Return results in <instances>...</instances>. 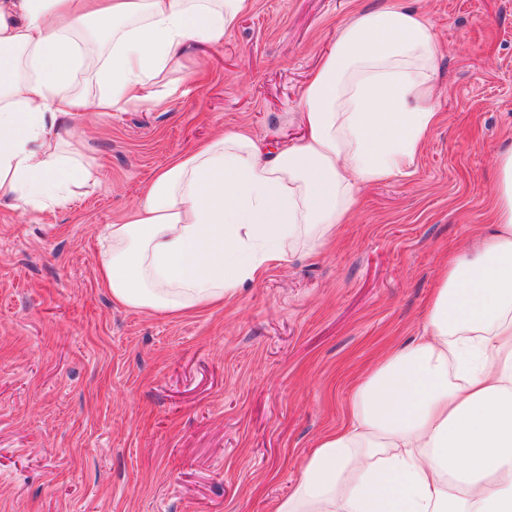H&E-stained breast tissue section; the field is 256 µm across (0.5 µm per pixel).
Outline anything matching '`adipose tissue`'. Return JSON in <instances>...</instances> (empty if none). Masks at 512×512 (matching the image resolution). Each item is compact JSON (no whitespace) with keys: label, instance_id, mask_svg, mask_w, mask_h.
<instances>
[{"label":"adipose tissue","instance_id":"adipose-tissue-1","mask_svg":"<svg viewBox=\"0 0 512 512\" xmlns=\"http://www.w3.org/2000/svg\"><path fill=\"white\" fill-rule=\"evenodd\" d=\"M255 0H0V201L41 209L91 173L55 130L150 89L187 48L223 41ZM106 33L90 61L86 28ZM435 33L393 4L345 24L307 82L304 139L273 149L250 130L161 166L108 225L98 262L113 301L170 313L223 303L334 238L360 188L408 175L437 125ZM91 69L103 86L77 85ZM492 221L449 256L424 336L357 385L271 512H512V148L497 161Z\"/></svg>","mask_w":512,"mask_h":512}]
</instances>
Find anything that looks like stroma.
Here are the masks:
<instances>
[{"label":"stroma","mask_w":512,"mask_h":512,"mask_svg":"<svg viewBox=\"0 0 512 512\" xmlns=\"http://www.w3.org/2000/svg\"><path fill=\"white\" fill-rule=\"evenodd\" d=\"M393 0H255L153 90L58 130L93 174L45 209L0 203V512H270L356 380L420 336L441 264L493 232L512 147V0H404L437 41L440 114L409 175L362 186L319 255L223 306L132 310L98 280L106 228L217 131L286 146L339 28Z\"/></svg>","instance_id":"obj_1"}]
</instances>
